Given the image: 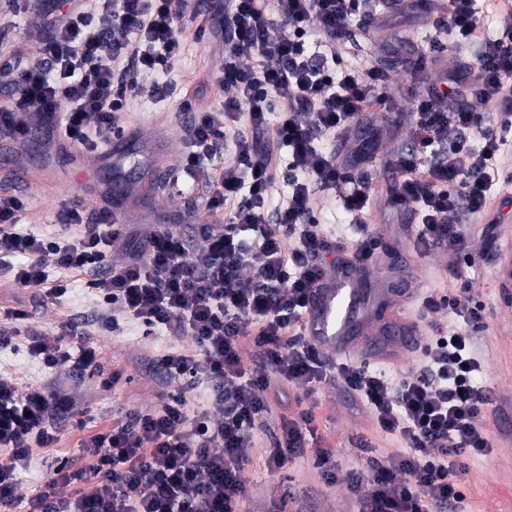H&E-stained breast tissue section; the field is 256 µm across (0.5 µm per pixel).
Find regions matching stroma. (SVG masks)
I'll use <instances>...</instances> for the list:
<instances>
[{
	"label": "stroma",
	"mask_w": 512,
	"mask_h": 512,
	"mask_svg": "<svg viewBox=\"0 0 512 512\" xmlns=\"http://www.w3.org/2000/svg\"><path fill=\"white\" fill-rule=\"evenodd\" d=\"M475 11L479 17V38H497L512 27V0H475ZM34 13L13 12L8 0H0V24L8 26L10 35L0 40V56L18 52L30 58L38 50L35 42H23L25 31L31 30ZM202 24L195 13H188L183 21L185 50L174 67L161 74L160 80L168 86L164 97L142 95L130 100L120 116L121 126L144 125L164 137L171 145L173 154L183 149V131L180 113L186 102H195L199 107L220 109L221 103L212 91L223 46L219 39L199 37ZM400 21L393 20L386 28L376 32L357 31L356 44L339 48L338 54L344 64L361 68L386 59L396 48ZM34 139L40 140L39 149H29L27 142L8 140L7 154L1 161L6 165L25 169L32 176L42 175L52 169L64 173L66 158L53 150L51 139L42 131H34ZM399 140H390L383 145L374 166L366 177L369 181L372 206L368 212L354 214L348 211L337 197L324 193L316 194L314 210L326 233L342 242L350 241L359 224L375 225L379 234L378 251L388 254L397 249L405 232L399 216L388 213L384 199L388 184L387 152L397 150ZM114 164L130 171L128 193L151 188L149 206L152 214H163L171 221L184 218L198 220L204 212L208 181L211 172L199 174L196 180L183 185L181 192L170 191L168 183H153L151 174L161 166V159L149 144H141L137 156L120 153ZM21 196L26 204L20 217L21 229L49 236L55 231L54 216L58 209L73 199L72 191L57 189L49 185L33 188L22 183L0 181V192ZM50 278L68 279L70 290L60 302L48 300L38 289L22 288L14 284L8 270L0 269V328L17 329L14 348L0 349V372L16 376L20 383L59 382L76 394L72 419L62 421L55 447H34L29 469L21 474L19 489L26 497L38 493L48 479L47 464L58 456H75L77 441L83 432L75 428V420H84L88 426L103 428L111 425L114 417L145 406L161 405L164 395L179 387L170 379L155 359L166 351L191 348L189 339L177 336H144L142 328L134 323L125 324L117 334L99 332L94 319L101 310L97 291L91 288L85 275L77 272H60L49 269ZM467 278L478 291V300L484 308L487 326L473 334L476 354L481 361V376L495 385L497 395L512 390V335H501L498 330L499 309L496 291L492 284L491 268L482 262H474L466 271ZM23 310L27 319L17 320L11 313ZM83 314L86 318L82 344L92 346L105 372L116 374L117 383L111 390H104L98 376L71 375L68 369L49 370L30 357L24 347L23 335L27 329L35 328L54 337L58 326L73 317ZM296 393L288 385L273 384L269 399L271 415L262 420L255 431L258 446H268L279 420L291 413L295 407ZM318 406L315 410V436L319 447L333 449L340 471L358 466L359 452L352 445L356 436L371 440L378 455L387 456L398 452L400 443L396 437L381 433L364 412L355 408V398L342 387L334 384L319 385L316 393ZM489 438L494 446L491 453L470 460L467 476L466 512H504L512 505V439L503 433L500 418L487 422ZM252 486L255 512H352L353 506L345 485H325L307 458L289 464L286 472L267 473L260 459H253L246 466Z\"/></svg>",
	"instance_id": "1"
}]
</instances>
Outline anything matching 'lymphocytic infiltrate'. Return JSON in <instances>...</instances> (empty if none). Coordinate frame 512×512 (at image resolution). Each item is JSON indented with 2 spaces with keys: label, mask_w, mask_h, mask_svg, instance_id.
<instances>
[{
  "label": "lymphocytic infiltrate",
  "mask_w": 512,
  "mask_h": 512,
  "mask_svg": "<svg viewBox=\"0 0 512 512\" xmlns=\"http://www.w3.org/2000/svg\"><path fill=\"white\" fill-rule=\"evenodd\" d=\"M206 2L224 19L217 29L224 62L215 79L223 109L185 103V150L176 174L187 180L211 166L206 208L213 215L230 211L227 223L196 225L191 238L176 224L151 225L142 246L117 265L112 247L126 227L113 223L109 208L90 212L72 201L56 215L58 234L41 236L19 231L25 203L0 192V258L21 259L11 269L14 282L44 288L56 300L69 283L49 280L48 267L88 273L103 307L101 333L120 331L129 320L148 334L161 330L191 340L192 349L157 361L181 387L161 407L122 415L81 439L91 465L78 469L72 460L55 459L50 480L25 502L18 489L32 447H53L71 400L62 387H23L0 374V447L8 451L0 460V512L23 503L28 512H246L245 467L255 427L270 414L275 381L297 390V409L280 420L263 467L277 472L310 456L322 480L336 483L335 454L313 446L311 398L329 380L355 394L379 430L403 444L398 454L383 457L359 439L363 463L343 478L355 512H460L467 461L490 452L484 425L497 413L493 387L476 380L481 366L472 330L483 320L482 307L471 288L456 289L454 327L432 336L419 370L399 383L368 364H331L305 333L308 299L328 269L371 263L378 234L364 224L351 246L336 244L312 222V199L348 184L347 207L368 209L367 184L350 181L348 172L369 166L384 131L408 129V147L388 163L394 187L385 208L418 215L405 246L418 255L447 252L449 280L461 278L459 263L471 256L467 219L486 213L489 168L512 130V30L482 42L475 57L435 82L422 59L402 52L364 70L336 72L327 64L356 29L411 19L418 0H275L270 13L260 0ZM473 4L448 0L431 57L446 44L461 49L473 41L479 28ZM30 7L41 47L34 61L0 62V74L13 84L9 106L0 108V131L24 136L28 112L55 117V132L95 153L111 141L128 100L146 89L166 95L156 77L182 54L180 21L190 0H92L63 22L59 0H32ZM312 34L323 48L315 56L306 46ZM397 74L416 80L411 109H391L379 122L372 106L385 102ZM478 101L496 103V112L478 111ZM329 134L336 148L319 149ZM474 136L483 140L481 150L468 148ZM283 149L288 163L281 169ZM226 150L230 160L219 162ZM279 180L287 182L288 196L273 208ZM80 333L75 319L52 339L32 329L26 350L51 369L96 370V350L72 343ZM249 345L259 352L255 369L245 364ZM200 387L208 392L206 404L190 406L187 393ZM70 484L71 496L57 495V486Z\"/></svg>",
  "instance_id": "lymphocytic-infiltrate-1"
}]
</instances>
